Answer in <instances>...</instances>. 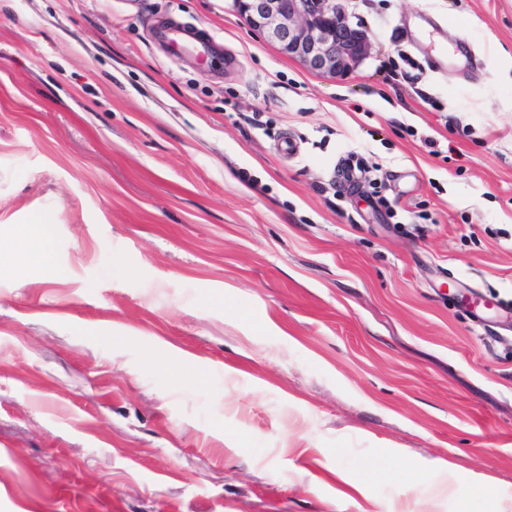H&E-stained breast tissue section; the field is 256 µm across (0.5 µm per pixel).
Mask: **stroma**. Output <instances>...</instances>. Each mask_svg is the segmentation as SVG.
I'll return each instance as SVG.
<instances>
[{"label": "stroma", "instance_id": "1", "mask_svg": "<svg viewBox=\"0 0 512 512\" xmlns=\"http://www.w3.org/2000/svg\"><path fill=\"white\" fill-rule=\"evenodd\" d=\"M344 3L334 79L232 0H0V257L58 269L0 271V512H418L435 459L512 512V320L458 297L512 301V0ZM154 39L165 46L171 57L193 56L198 59L209 58L216 47L214 37L194 22L175 16H169L157 23ZM51 233L52 224H41L38 220L27 224L20 233L22 248L19 258L23 262L42 266L48 275L53 276L56 267L48 252ZM467 306L478 325H483L486 316L495 313L503 306V302L496 296H488L476 289H471L467 294Z\"/></svg>", "mask_w": 512, "mask_h": 512}]
</instances>
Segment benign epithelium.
<instances>
[{
  "label": "benign epithelium",
  "mask_w": 512,
  "mask_h": 512,
  "mask_svg": "<svg viewBox=\"0 0 512 512\" xmlns=\"http://www.w3.org/2000/svg\"><path fill=\"white\" fill-rule=\"evenodd\" d=\"M249 25L309 70L350 75L370 54L367 34L353 27L341 0H234Z\"/></svg>",
  "instance_id": "1"
}]
</instances>
